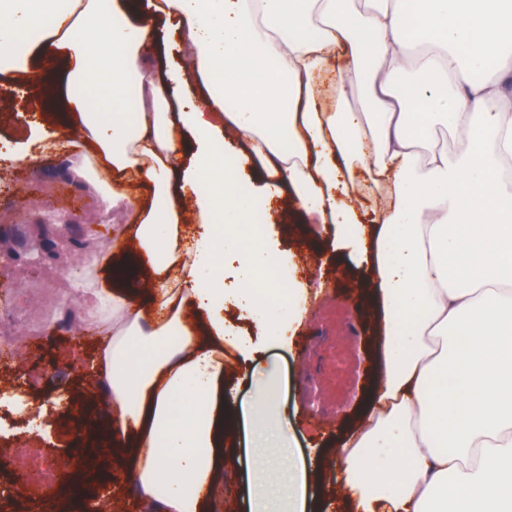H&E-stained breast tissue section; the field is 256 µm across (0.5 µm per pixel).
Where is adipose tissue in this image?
Here are the masks:
<instances>
[{
  "label": "adipose tissue",
  "mask_w": 512,
  "mask_h": 512,
  "mask_svg": "<svg viewBox=\"0 0 512 512\" xmlns=\"http://www.w3.org/2000/svg\"><path fill=\"white\" fill-rule=\"evenodd\" d=\"M71 2L0 0V74L27 67L17 33L55 14L68 74L45 81L43 108L78 123L76 152L134 232L99 293L109 415L90 469L124 452L142 512H219L239 419L262 450L253 512H277L265 476L288 426L268 420L275 375L256 371L251 403L235 405L224 348L251 343L224 305L278 338L306 293L292 278L287 305L256 302L279 254L214 226L265 223L287 186L299 221L330 225L336 250L366 265L383 311L382 371L327 466L342 498L352 512H512V0ZM163 16L182 59L160 77L148 55ZM465 65L493 76L463 81ZM194 81L203 96H187ZM92 94L111 115L88 108ZM438 128L458 151L428 149ZM258 164L262 191L237 192ZM218 166L220 197L202 186Z\"/></svg>",
  "instance_id": "adipose-tissue-1"
}]
</instances>
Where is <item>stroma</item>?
I'll return each instance as SVG.
<instances>
[{"mask_svg": "<svg viewBox=\"0 0 512 512\" xmlns=\"http://www.w3.org/2000/svg\"><path fill=\"white\" fill-rule=\"evenodd\" d=\"M34 72L0 78V205L10 208L0 223V311L24 310L32 316L48 314L41 345L26 343L14 354L11 370L0 369V399L22 397L24 410L12 411L0 428V440L22 435L29 441L27 474L38 478L55 469L65 456H75L71 431L78 420L71 404L83 380V368L95 355L92 312L84 311L80 295L84 282L99 283L117 246L111 219L105 218L108 199L98 176H76L80 155L60 146L39 153L23 166L13 161L15 142L25 136L34 119L37 99ZM68 218L71 234H55L54 225ZM268 233L281 250L294 254L297 276L308 279L320 265L324 288L311 300L308 312L290 344L269 346L252 321L239 329L253 344L249 359L234 358L239 403L252 396L249 373L254 364L276 365L281 401L288 407L293 455L308 465L309 449L328 453L356 416L367 387L380 369L375 321L359 311L361 296L355 289L366 275L350 258H337L329 235L310 225H269ZM47 368L51 376L38 390L20 387L15 375L30 367ZM232 452L237 461L231 493L222 512H250L252 476L256 456L250 431L238 428Z\"/></svg>", "mask_w": 512, "mask_h": 512, "instance_id": "1", "label": "stroma"}]
</instances>
